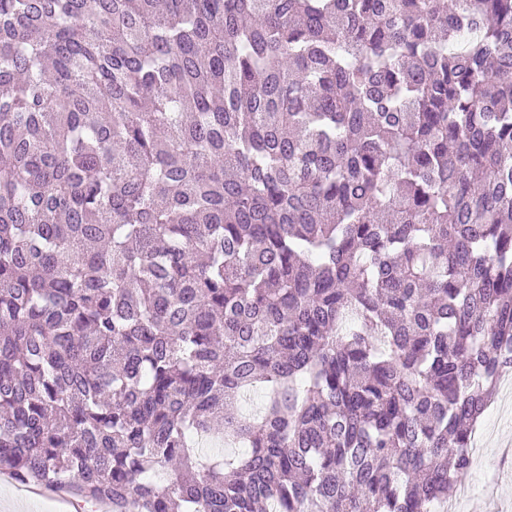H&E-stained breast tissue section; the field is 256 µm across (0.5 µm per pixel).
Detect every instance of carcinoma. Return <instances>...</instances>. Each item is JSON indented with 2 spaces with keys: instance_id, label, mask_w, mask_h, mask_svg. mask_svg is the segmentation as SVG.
Masks as SVG:
<instances>
[{
  "instance_id": "obj_1",
  "label": "carcinoma",
  "mask_w": 512,
  "mask_h": 512,
  "mask_svg": "<svg viewBox=\"0 0 512 512\" xmlns=\"http://www.w3.org/2000/svg\"><path fill=\"white\" fill-rule=\"evenodd\" d=\"M509 369L512 0H0V472L438 512Z\"/></svg>"
}]
</instances>
